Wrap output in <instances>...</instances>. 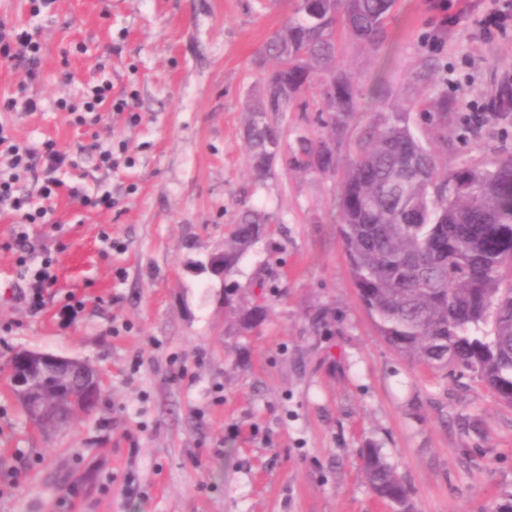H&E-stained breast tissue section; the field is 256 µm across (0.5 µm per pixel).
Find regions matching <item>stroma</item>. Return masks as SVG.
<instances>
[{
	"label": "stroma",
	"instance_id": "35a3bbf8",
	"mask_svg": "<svg viewBox=\"0 0 512 512\" xmlns=\"http://www.w3.org/2000/svg\"><path fill=\"white\" fill-rule=\"evenodd\" d=\"M512 0H397L373 52L344 43L361 91L392 90L410 124L418 102L447 92L449 165L512 154V111L485 107L512 90V16L492 37L482 19ZM289 0H0L25 26L41 66L0 58V105L25 91L36 112L4 111L16 142L71 157L59 179L112 209L60 192L49 223L27 230L58 280L31 314V275L3 244L18 222L0 205V512H392L371 491L360 449L376 447L416 512H512V405L474 374L415 363L378 335L359 300L334 222L340 173L275 164L253 183L248 108L261 98L260 49ZM435 59L440 86L418 81ZM96 85L129 112L82 124L63 103ZM306 110L273 112L287 140L318 135V88ZM126 146L101 167L94 141ZM270 217L232 279L240 304L262 299L248 332L197 261L223 248L238 212ZM83 301L61 315L69 295ZM17 349L86 361L103 376L96 409L31 426L10 392Z\"/></svg>",
	"mask_w": 512,
	"mask_h": 512
}]
</instances>
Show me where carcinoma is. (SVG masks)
Returning <instances> with one entry per match:
<instances>
[{"instance_id":"1","label":"carcinoma","mask_w":512,"mask_h":512,"mask_svg":"<svg viewBox=\"0 0 512 512\" xmlns=\"http://www.w3.org/2000/svg\"><path fill=\"white\" fill-rule=\"evenodd\" d=\"M395 0H315L292 4L263 54L271 62L262 85L288 88V110L303 105L313 84L331 83L336 96L320 113L325 135L299 134L288 146L261 106L249 110L246 140L251 173L272 149L298 168H336L328 143L367 110L373 113L352 142V158L339 183L340 234L359 299L377 332L398 353L429 367L453 366L475 373L500 399L512 404V156L482 167L441 163L447 141L448 96L423 104L430 124L424 138L410 125L409 110L389 109L390 91L380 86L365 98L339 59L350 40L376 51L387 35ZM265 217L245 209L224 245V276L233 275L245 250L264 231ZM226 287L224 305L240 328L253 316ZM360 459L373 493L393 512H415L396 468L376 448Z\"/></svg>"}]
</instances>
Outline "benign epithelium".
Masks as SVG:
<instances>
[{"label": "benign epithelium", "instance_id": "1", "mask_svg": "<svg viewBox=\"0 0 512 512\" xmlns=\"http://www.w3.org/2000/svg\"><path fill=\"white\" fill-rule=\"evenodd\" d=\"M201 269L224 278V252L209 254ZM15 365L16 369L11 373L14 395L28 421L35 428L42 429L58 424L76 409L90 412L96 407L101 390V377L87 363L49 352L20 350L15 353ZM69 374L80 379V393L62 406L50 407L46 402V386L50 383V378Z\"/></svg>", "mask_w": 512, "mask_h": 512}]
</instances>
